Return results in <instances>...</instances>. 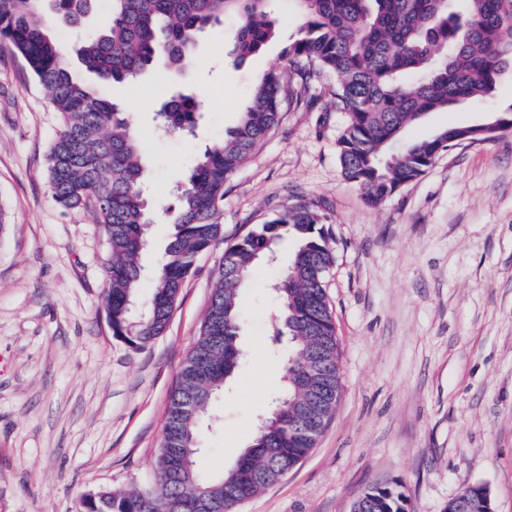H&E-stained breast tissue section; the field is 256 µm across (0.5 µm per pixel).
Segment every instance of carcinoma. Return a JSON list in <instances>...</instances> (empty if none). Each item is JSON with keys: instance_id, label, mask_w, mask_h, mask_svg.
Segmentation results:
<instances>
[{"instance_id": "cac0c4a2", "label": "carcinoma", "mask_w": 512, "mask_h": 512, "mask_svg": "<svg viewBox=\"0 0 512 512\" xmlns=\"http://www.w3.org/2000/svg\"><path fill=\"white\" fill-rule=\"evenodd\" d=\"M95 0H0V48L22 58L48 94L61 129L47 154L54 199L66 208L93 207L111 253L107 312L113 335L144 347L171 320L196 257L221 234L225 183L276 129L285 101L322 74L336 76V109L346 113L337 141L343 177L378 207L421 176L432 160L467 140H490L473 125H448L433 137L403 141L409 126L430 112L488 96L512 74V0H291L302 20L300 37L282 51L283 66L254 82L238 124L199 157L176 188L177 215L142 316L134 319L141 256L151 224L143 192V155L124 108L83 83L51 22L83 24ZM112 20L74 45L85 71L102 83L133 79L162 61L183 69L200 34L237 20L229 54L240 63L274 37L272 0H110ZM198 103L172 95L158 112L161 127H193ZM296 249L278 272L277 335L281 377L251 444L216 477L197 464L205 407L240 368V294L260 255L283 235ZM335 264L329 230L308 203L297 202L224 250L199 336L169 395L157 461L158 493L102 490L85 512H235L296 468L315 447L296 423L308 411L334 412L340 393L339 344L326 293ZM320 347L321 367L304 359ZM372 512H410L399 484L374 491Z\"/></svg>"}]
</instances>
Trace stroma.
Segmentation results:
<instances>
[{"instance_id": "1", "label": "stroma", "mask_w": 512, "mask_h": 512, "mask_svg": "<svg viewBox=\"0 0 512 512\" xmlns=\"http://www.w3.org/2000/svg\"><path fill=\"white\" fill-rule=\"evenodd\" d=\"M275 39L234 64V18L200 38L178 75L158 67L101 91L143 146L154 213L143 253L149 299L177 211L173 186L233 128L252 80L280 65L300 20L279 0ZM194 95V135L159 129L175 92ZM336 78L299 89L276 130L224 186L222 238L200 254L166 332L136 348L107 315L110 251L92 209L65 208L47 178L60 131L24 61L0 49V512H82L102 489L156 487L168 398L203 321L225 247L300 199L318 203L336 261L327 293L341 396L307 458L239 512H350L362 489L398 483L411 512H445L463 489L488 488L512 512V132L440 153L380 207L340 171L346 122ZM512 106V75L485 100L423 116L406 139L471 125ZM274 267L241 295L244 362L211 401L200 467L234 464L252 441L281 373Z\"/></svg>"}]
</instances>
